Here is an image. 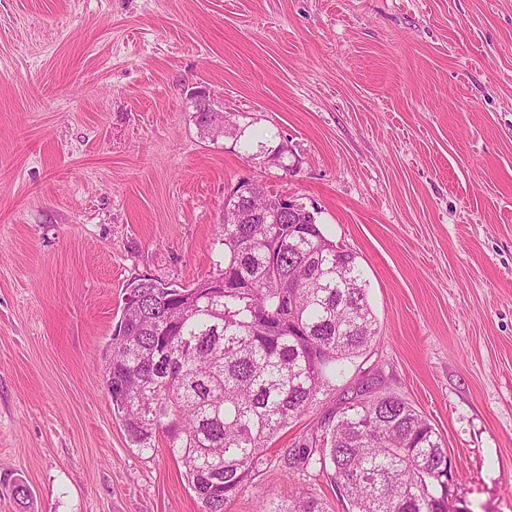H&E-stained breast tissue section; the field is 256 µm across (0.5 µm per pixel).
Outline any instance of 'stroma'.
Here are the masks:
<instances>
[{
  "instance_id": "stroma-1",
  "label": "stroma",
  "mask_w": 512,
  "mask_h": 512,
  "mask_svg": "<svg viewBox=\"0 0 512 512\" xmlns=\"http://www.w3.org/2000/svg\"><path fill=\"white\" fill-rule=\"evenodd\" d=\"M244 179L356 253L380 341L226 512H348L285 454L365 387L429 419L469 512H512V0H0V512H200L168 448L130 447L102 355L134 279L223 269ZM257 512H325V510L318 499L304 494L276 501L275 497L268 493L259 501Z\"/></svg>"
}]
</instances>
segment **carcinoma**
<instances>
[{
  "label": "carcinoma",
  "instance_id": "1",
  "mask_svg": "<svg viewBox=\"0 0 512 512\" xmlns=\"http://www.w3.org/2000/svg\"><path fill=\"white\" fill-rule=\"evenodd\" d=\"M220 229L218 276L129 284L102 375L130 445L148 454L166 438L201 512H224L271 440L379 336L357 256L328 239L305 205L296 203L290 224L224 213ZM316 454L351 512H457L445 440L399 397L329 414L292 460L308 465ZM257 512L325 510L304 494L268 493Z\"/></svg>",
  "mask_w": 512,
  "mask_h": 512
}]
</instances>
